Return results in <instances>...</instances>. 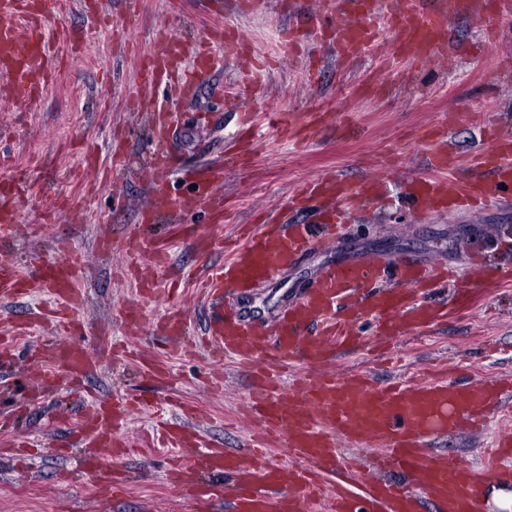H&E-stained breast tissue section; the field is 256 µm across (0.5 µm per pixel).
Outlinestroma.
Wrapping results in <instances>:
<instances>
[{
	"label": "stroma",
	"mask_w": 512,
	"mask_h": 512,
	"mask_svg": "<svg viewBox=\"0 0 512 512\" xmlns=\"http://www.w3.org/2000/svg\"><path fill=\"white\" fill-rule=\"evenodd\" d=\"M56 2L47 38L64 60L54 84L27 106L19 88L0 79V127L9 134L7 149L0 152V176L25 167L30 180L20 199L16 234L0 244V261L19 264L35 255H62L78 264L86 299L80 311L84 329L74 341L97 361L79 391L62 383L50 394L36 390L28 340L17 343L11 360L0 361V450L13 435L37 443L32 462L20 467L0 453V512H213L165 480L172 452L148 447L152 413L134 416L126 427L136 449L123 461L131 481L119 495L103 498L83 474L79 455L59 457L58 449L70 441L71 417L93 398L108 401L132 393L160 400L175 420L182 417V404L194 405L211 421L212 443L225 448L240 447L253 430L239 414L249 375L238 362L203 351L164 356L154 333L163 306L143 311L135 348L165 358L168 378H156L114 353L128 339L124 309L133 299L122 274L130 262L124 240L137 230L140 205L150 201L147 186L156 148L147 120L133 112L132 103L165 97L162 86L143 83L138 72L145 55L160 51L172 34L191 44L221 22L239 27L249 43L236 59L214 54L210 81L194 96L175 98L168 111L169 142L183 166L217 158L221 144L240 134L252 143L240 169L225 172L224 185L216 191L221 212L200 208L185 217V225L208 230L219 224L229 237L306 180L341 177L355 184L380 175L392 184V198L354 216L336 258L398 253L446 258L471 289L474 305L467 316L393 337L397 363L364 345L344 354L336 370L363 369L379 383L438 365L446 367L451 380L512 374V283L485 287L467 265L470 249L491 247L496 233L512 227V199L473 218L439 213L416 219L399 197L402 183L427 172L419 134L429 121L447 123L456 150L453 164L462 178L472 174L467 160L485 141V123L512 134V19L501 21L492 39L482 18L450 20L452 48L444 60L412 66L397 56L384 63L370 50L339 65L322 57L310 35L319 0H265L258 16L238 11V0H139L133 14L121 0H107L109 18L103 22L84 14L77 0ZM75 33L82 47L72 56L68 50ZM291 35L303 46L288 56L281 46ZM317 110L323 113L322 124L303 139L280 135L267 124L244 131L238 123L247 112ZM116 147L123 152L125 170L89 189L87 158L110 166ZM75 207L88 214V223H72L69 211ZM105 237L112 242L107 254L99 249ZM326 260V255H312L278 284L256 289L248 297L250 305L273 311L287 291ZM217 375L224 378L219 392L210 388ZM497 429L493 422L481 433L460 430L439 440L436 450L478 462Z\"/></svg>",
	"instance_id": "1"
}]
</instances>
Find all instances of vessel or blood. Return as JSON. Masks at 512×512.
Here are the masks:
<instances>
[{
  "label": "vessel or blood",
  "mask_w": 512,
  "mask_h": 512,
  "mask_svg": "<svg viewBox=\"0 0 512 512\" xmlns=\"http://www.w3.org/2000/svg\"><path fill=\"white\" fill-rule=\"evenodd\" d=\"M55 0H0V76L20 88L26 101L36 102L54 80L44 29L52 23ZM373 0H332L319 27L330 28L327 53L336 60L359 54L374 43L370 18ZM486 18L488 24L512 18V0H402L391 15V26L401 33L397 51L405 59L430 61L449 47L448 21L464 14ZM181 39L171 36L161 52L148 56L141 69L145 83L156 78L174 80L193 90L210 79L209 42L195 44V65L183 70ZM429 146V175L410 181L409 209L421 214L482 212L512 194V136H492L474 152L469 163L484 168L483 177L460 181L449 176L453 153L449 136L439 125L424 130ZM239 153L225 151L223 164L179 167L173 153L154 152L153 169L171 172L189 182L185 196L170 194L164 182L152 184L156 208L141 213L140 231L130 236L133 251L149 250L150 279L135 278L137 299L125 309L131 331L140 328V309L165 287L171 242L147 240L158 217H165L177 238L191 240L195 250L210 254L219 242L206 231L188 229L181 222L186 210L210 202L224 183V171L240 164ZM26 172L17 170L0 182V241L14 237L17 203L27 190ZM382 183L366 177L352 187L340 181L317 179L302 191L305 198H322L335 206L343 198L366 204L378 201ZM341 236L337 224L254 225L242 236L224 263L204 272L198 293L210 303L201 344L213 355L242 357L255 376L241 405L255 422L258 436L242 450L216 448L202 439L199 429L184 426L163 431L160 445L172 449L174 465L168 478L184 496L208 497L226 512H421L417 498L402 481L366 477L345 447L372 449L380 470L403 474L418 483L437 512H484L479 489L493 477L512 475V431L502 432L493 447L483 449L479 463L435 455L430 446L464 423L497 416L512 402V376L478 384L451 382L437 374L380 384L363 371L336 373L328 363L359 340L357 326L369 321L376 336L425 329L447 317L446 308L428 302L437 288L455 284L459 275L447 260H423L412 254L394 259L366 255L355 260L322 264L298 290L283 300L271 318L256 314L244 301L259 285L277 280L319 251L335 249ZM49 294V310L31 312L18 327L19 335L41 329L46 312H53L54 340L38 351L43 364L42 386L75 383L88 374L92 360L84 347L71 341L81 324L77 314L78 288L72 263L59 256L27 266L0 262V299ZM155 328L171 349L189 346L186 324L171 310ZM306 365L288 390L277 389L268 378L270 366L292 360ZM133 403L118 397L112 403L91 401L74 441L82 448L90 475L108 494L123 487L120 460L128 443L119 435L132 416ZM110 448L104 460L102 448ZM283 448L288 459L271 460L270 449ZM223 474V483H199L203 474Z\"/></svg>",
  "instance_id": "vessel-or-blood-1"
}]
</instances>
